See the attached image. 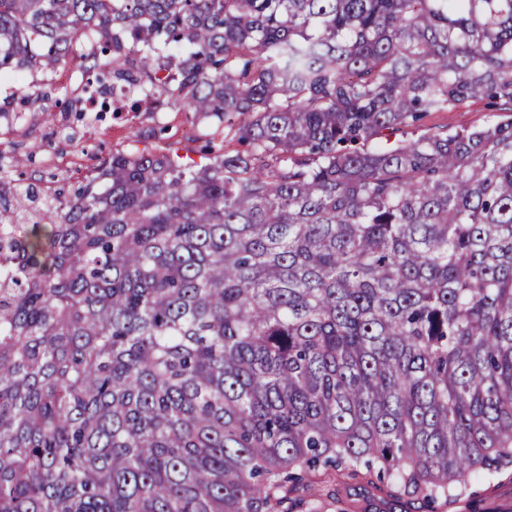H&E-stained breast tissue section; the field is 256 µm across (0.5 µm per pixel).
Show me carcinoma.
Masks as SVG:
<instances>
[{
    "instance_id": "cac0c4a2",
    "label": "carcinoma",
    "mask_w": 512,
    "mask_h": 512,
    "mask_svg": "<svg viewBox=\"0 0 512 512\" xmlns=\"http://www.w3.org/2000/svg\"><path fill=\"white\" fill-rule=\"evenodd\" d=\"M86 38L96 52L77 53ZM80 58L116 150L0 163V512H279L321 472L436 504L512 465V0H0L23 112ZM488 112L485 101L475 100L467 105L455 108L451 112H432L424 120V128L448 129V132H454L468 127L480 126L490 120H502L505 115H512V112ZM168 113L169 118L162 120L154 113L152 115L144 114L139 120L134 123L126 120H112L107 117L103 122L98 125L101 127L96 136L91 138H83L79 141L78 145L60 139H54L48 142L44 135L46 132L51 131L47 122L43 120L32 121L25 133H18L6 142H0V155L6 162L9 161L14 155H25L30 151H35L43 144L45 150L37 154L34 163L28 164L24 168L26 177L29 179L27 182L32 181L30 178H39L45 174L41 168V161L49 154H56L60 157H76L81 163L83 170H89L98 162L112 155V150L127 149L135 145L134 141L142 139L143 136L139 134L144 131H150L153 128H158L157 124L166 127V132L162 136L170 141H181V147L188 151L189 154L198 159L199 150L202 142H191L184 139L185 131V116L184 112H175L165 110L160 113ZM112 124V128L110 125ZM140 136V138H138ZM183 151V152H185Z\"/></svg>"
}]
</instances>
